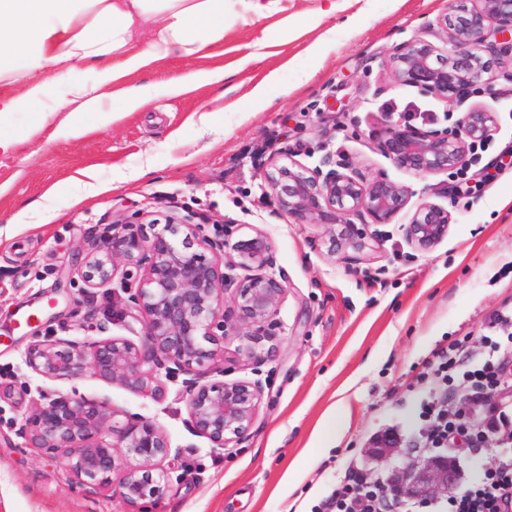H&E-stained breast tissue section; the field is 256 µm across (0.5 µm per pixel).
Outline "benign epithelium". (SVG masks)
Segmentation results:
<instances>
[{
  "label": "benign epithelium",
  "instance_id": "obj_1",
  "mask_svg": "<svg viewBox=\"0 0 512 512\" xmlns=\"http://www.w3.org/2000/svg\"><path fill=\"white\" fill-rule=\"evenodd\" d=\"M512 34V0H461L451 14L430 23L411 42L396 49L389 66L397 82L418 89L447 106L464 109L451 127L426 128L400 121L387 124L380 152L397 167L415 174L446 173L469 164V148L492 134L495 113L469 100L494 91L492 72L512 44L497 35ZM445 37L451 51L433 39ZM265 187L279 209L295 224L328 228L329 253L347 264L359 261L375 227L388 224L408 205L406 187L379 175L368 178L352 171L309 168L297 161L271 162ZM451 216L431 202L419 204L404 225L407 242L428 251L448 233ZM198 224L174 220L147 236L140 224L112 226L108 246H91L81 277L88 288L112 281L115 258L136 270L131 295L143 323L140 342L107 337L75 341L54 338L31 344L25 361L46 379L69 380L87 372L128 389L146 392L156 401L166 397L161 370L169 365L191 376L186 406L195 432L214 448L240 444L263 397L261 384L248 380L203 383L209 368L235 365L240 357L265 361L277 351V316L286 287L273 273V247L256 230L236 241L230 251L221 238L200 234ZM233 270L247 272L234 287ZM233 291V306L224 298ZM240 337L237 355H226L225 344ZM106 400L58 393L31 403L22 417L28 447L64 461L75 484L112 488L128 506L141 512V501L162 495L169 481L164 461L171 454L167 434L154 421L127 416ZM479 438L512 442V429L500 432L484 422L473 423ZM368 453L375 459L401 455L398 442L381 436ZM463 478L457 455L431 453L408 458L394 467L382 487L394 506L427 503L456 488Z\"/></svg>",
  "mask_w": 512,
  "mask_h": 512
}]
</instances>
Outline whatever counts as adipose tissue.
<instances>
[{"label":"adipose tissue","instance_id":"obj_1","mask_svg":"<svg viewBox=\"0 0 512 512\" xmlns=\"http://www.w3.org/2000/svg\"><path fill=\"white\" fill-rule=\"evenodd\" d=\"M281 0H0V156L19 140L15 116L57 118V136L88 132L86 119L115 122L156 97L188 85L221 83L224 70H199L164 83L118 81L170 56H202L224 36V15L237 4L256 17L280 12ZM149 31L146 47L129 46ZM89 77L76 79L77 70Z\"/></svg>","mask_w":512,"mask_h":512}]
</instances>
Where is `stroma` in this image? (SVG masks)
Instances as JSON below:
<instances>
[{"instance_id":"stroma-1","label":"stroma","mask_w":512,"mask_h":512,"mask_svg":"<svg viewBox=\"0 0 512 512\" xmlns=\"http://www.w3.org/2000/svg\"><path fill=\"white\" fill-rule=\"evenodd\" d=\"M268 18L240 11L224 18V37L210 57L159 60L148 78L161 83L246 54L267 38L266 57L186 95L161 96L109 127L78 139L55 134L56 120L19 114L23 139L0 161V386L31 396L78 391L151 418L168 435L170 482L145 512H312L332 486L356 473L383 480L391 461L367 450L395 432L404 451L425 447L421 402L436 391L426 371L439 348L468 338L483 348L494 313L508 315L497 335L512 333V90L474 103L496 114L490 139L474 149L466 172L416 175L378 150L387 119L440 127L460 114L395 81L387 62L424 25L451 12L456 0H282ZM292 38L281 43L282 25ZM320 52H310L313 41ZM282 70L269 103L249 98L270 68ZM211 109L210 128L190 116ZM292 155L308 166L332 159L343 171L385 175L410 193L409 207L383 225V240L351 266L328 254L326 228L292 224L263 188L270 158ZM97 171L99 194L77 200L73 180ZM129 181L114 182L115 171ZM448 209L447 236L419 252L404 238L414 207ZM189 217L206 236L234 243L260 229L272 242L274 271L287 288L280 307L278 350L207 382H260L263 397L245 439L214 448L194 433L186 376L162 374L169 394L154 401L93 375L49 381L25 362L28 346L47 336H109L139 342L142 323L130 315L131 293L120 282L87 290L80 271L91 244L113 225L165 224ZM22 410L0 400V512H125L111 493L76 487L56 460L26 446ZM465 482L512 457V445L454 437Z\"/></svg>"}]
</instances>
